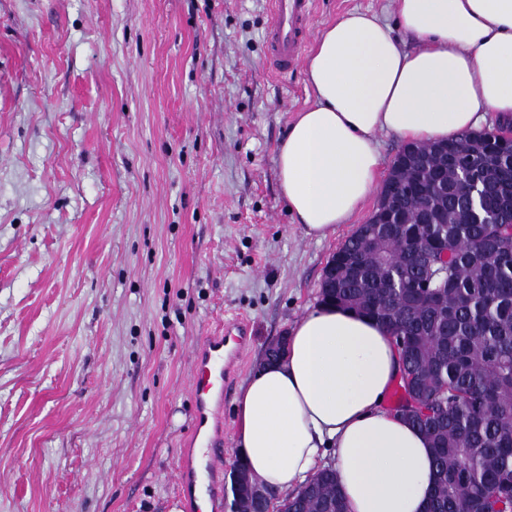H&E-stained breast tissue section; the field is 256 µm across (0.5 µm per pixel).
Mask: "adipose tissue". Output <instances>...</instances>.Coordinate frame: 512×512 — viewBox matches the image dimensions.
<instances>
[{"instance_id": "1", "label": "adipose tissue", "mask_w": 512, "mask_h": 512, "mask_svg": "<svg viewBox=\"0 0 512 512\" xmlns=\"http://www.w3.org/2000/svg\"><path fill=\"white\" fill-rule=\"evenodd\" d=\"M394 16L388 26L349 13L306 59L314 102L277 149L282 194L306 236L331 237L376 190L378 133L445 141L488 112L512 119V0H394ZM399 366L375 320L310 309L238 401L236 445L251 475L293 493L328 458L348 512H426L436 478L427 439L387 406Z\"/></svg>"}]
</instances>
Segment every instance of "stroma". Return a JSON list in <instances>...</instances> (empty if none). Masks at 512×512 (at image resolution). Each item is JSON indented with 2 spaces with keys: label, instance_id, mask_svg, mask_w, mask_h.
Returning <instances> with one entry per match:
<instances>
[{
  "label": "stroma",
  "instance_id": "stroma-1",
  "mask_svg": "<svg viewBox=\"0 0 512 512\" xmlns=\"http://www.w3.org/2000/svg\"><path fill=\"white\" fill-rule=\"evenodd\" d=\"M392 0H315L314 30ZM269 0H0V512H183L193 342L238 317L224 398L319 301L366 223L305 236L277 148L313 101L268 62Z\"/></svg>",
  "mask_w": 512,
  "mask_h": 512
}]
</instances>
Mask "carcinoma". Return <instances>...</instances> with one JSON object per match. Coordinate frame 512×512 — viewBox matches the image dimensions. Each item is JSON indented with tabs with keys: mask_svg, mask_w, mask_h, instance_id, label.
<instances>
[{
	"mask_svg": "<svg viewBox=\"0 0 512 512\" xmlns=\"http://www.w3.org/2000/svg\"><path fill=\"white\" fill-rule=\"evenodd\" d=\"M448 152V192H423L429 170ZM483 185L481 204L496 224L467 222L460 177ZM394 218L362 224L330 258L336 287L321 302L374 318L394 341L411 346L417 387L399 381L395 412L421 430L436 480L428 512H512V145L466 134L444 149L418 143L389 177ZM427 210L448 224H419ZM386 241L380 251L374 242ZM432 258L414 261L416 248ZM446 285L442 304L408 305L415 284ZM421 397L433 410L424 422L406 413ZM285 512H345L327 469L282 502Z\"/></svg>",
	"mask_w": 512,
	"mask_h": 512,
	"instance_id": "obj_1",
	"label": "carcinoma"
}]
</instances>
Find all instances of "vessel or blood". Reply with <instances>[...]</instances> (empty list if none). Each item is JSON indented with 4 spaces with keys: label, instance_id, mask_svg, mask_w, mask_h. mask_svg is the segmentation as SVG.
Masks as SVG:
<instances>
[{
    "label": "vessel or blood",
    "instance_id": "1",
    "mask_svg": "<svg viewBox=\"0 0 512 512\" xmlns=\"http://www.w3.org/2000/svg\"><path fill=\"white\" fill-rule=\"evenodd\" d=\"M268 58L279 74L294 70L311 32L312 0H270ZM244 323L225 325L223 333L203 337L197 345L190 388L194 397L193 433L184 445L179 483L192 512L215 506L221 495L215 480L224 458V423L220 409L232 375L243 358Z\"/></svg>",
    "mask_w": 512,
    "mask_h": 512
}]
</instances>
